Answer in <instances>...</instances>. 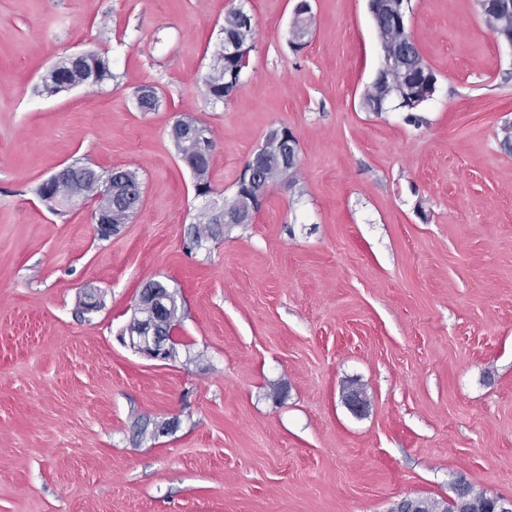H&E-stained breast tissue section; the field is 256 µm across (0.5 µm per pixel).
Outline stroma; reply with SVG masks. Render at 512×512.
<instances>
[{
	"label": "stroma",
	"mask_w": 512,
	"mask_h": 512,
	"mask_svg": "<svg viewBox=\"0 0 512 512\" xmlns=\"http://www.w3.org/2000/svg\"><path fill=\"white\" fill-rule=\"evenodd\" d=\"M297 2L0 0V512H390L461 479L512 498V47L476 0H409L436 91L413 121L368 112V0H310L298 51ZM237 5L253 49L216 103L203 78ZM78 51L113 80L43 93ZM181 117L216 142L219 199L269 131L299 151L251 223L194 254L209 201L171 140ZM78 160L143 184L110 238L36 193ZM152 280L183 305L163 363L119 340ZM90 288L102 307L83 314ZM312 8L309 0H299L290 26V43L295 49H303L309 42L312 30Z\"/></svg>",
	"instance_id": "35a3bbf8"
}]
</instances>
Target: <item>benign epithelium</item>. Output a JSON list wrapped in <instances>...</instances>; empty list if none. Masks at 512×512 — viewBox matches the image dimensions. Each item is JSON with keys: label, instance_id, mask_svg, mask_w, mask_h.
I'll use <instances>...</instances> for the list:
<instances>
[{"label": "benign epithelium", "instance_id": "obj_1", "mask_svg": "<svg viewBox=\"0 0 512 512\" xmlns=\"http://www.w3.org/2000/svg\"><path fill=\"white\" fill-rule=\"evenodd\" d=\"M373 19H378L382 13H390L393 27L397 32H405V21L401 12L399 0H368ZM480 13L487 18L494 14L512 12V0H479ZM312 8L310 0H298L293 12L290 26V43L296 49L304 48L312 30ZM251 44L242 39H224V58L233 59L247 57ZM436 78L429 67L420 65L412 75L404 73V63L401 55L385 58L384 66L377 72L372 82L371 111L383 112L386 105L398 101V107L413 110L427 101L435 92ZM192 133L198 140L201 151L209 156L215 151V142L210 134L200 126H191L184 119L175 120L172 134L177 136L182 132ZM297 139L285 129H274L264 138L263 143L244 163L240 171V180L246 183L248 193L239 208L224 212V223L241 224L255 212L258 204L266 195L270 184L256 178L255 168L259 159L272 152L282 160L285 168L298 166ZM120 339L135 352L152 361H167L171 359L173 349L171 342L155 336L150 328L143 326L137 330L128 328L122 330Z\"/></svg>", "mask_w": 512, "mask_h": 512}]
</instances>
